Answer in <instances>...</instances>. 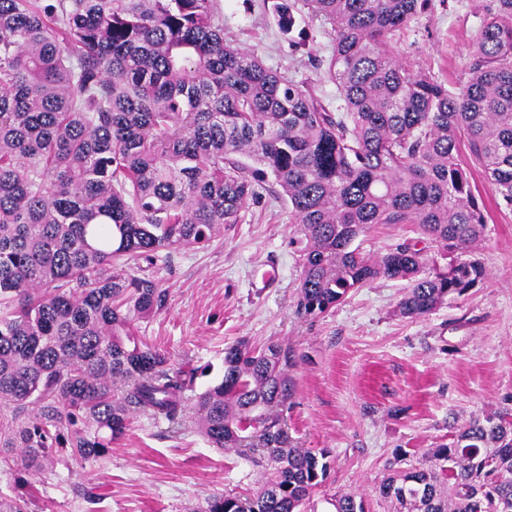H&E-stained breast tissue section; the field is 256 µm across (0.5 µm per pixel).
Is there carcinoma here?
Listing matches in <instances>:
<instances>
[{"mask_svg":"<svg viewBox=\"0 0 512 512\" xmlns=\"http://www.w3.org/2000/svg\"><path fill=\"white\" fill-rule=\"evenodd\" d=\"M214 2L0 0V468L26 487L62 461L97 465L135 412L181 424L197 370L134 332L166 305L150 270L238 223L266 184L295 218L306 318L382 277L407 282L397 312L422 318L486 276L461 154L512 205V0H476L455 87L395 50L431 0H306L330 26L336 113L225 39ZM274 10L291 34L293 0ZM375 224H415L450 260L428 265L416 241L367 254L357 239ZM295 362L277 342L224 348L223 378L195 395L197 430L249 449L262 485L187 512H301L326 484L331 452L291 447L273 414ZM377 493L390 512H512V409L389 464ZM32 497L0 493V512H33ZM329 504L369 512L351 492Z\"/></svg>","mask_w":512,"mask_h":512,"instance_id":"1","label":"carcinoma"}]
</instances>
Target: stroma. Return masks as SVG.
<instances>
[{"label": "stroma", "mask_w": 512, "mask_h": 512, "mask_svg": "<svg viewBox=\"0 0 512 512\" xmlns=\"http://www.w3.org/2000/svg\"><path fill=\"white\" fill-rule=\"evenodd\" d=\"M273 2L216 0L225 37L336 108V87L322 80L318 66L332 53L330 36L300 5L296 17L306 44L296 47L280 31ZM473 3L432 0L401 35V60L455 85L480 28ZM466 166L485 206L478 256L487 278L422 319L398 314L406 283L385 278L351 291L316 319L297 316L296 226L287 202L266 191L206 246L172 250L155 269L168 290L167 305L137 320L135 329L173 364L202 367L197 390L221 379L224 349L240 339L281 342L300 354L291 371L295 393L283 411L288 434L293 447L325 448L335 458L328 485L310 500L311 512H326V496L339 490L384 512L375 488L396 454L417 463L472 415L512 407V207L475 161ZM261 480L243 454L211 447L193 423L174 430L140 415L99 466L61 464L35 483V507L82 512L73 495L82 486L98 494V512H185L214 492L255 493Z\"/></svg>", "instance_id": "obj_1"}]
</instances>
